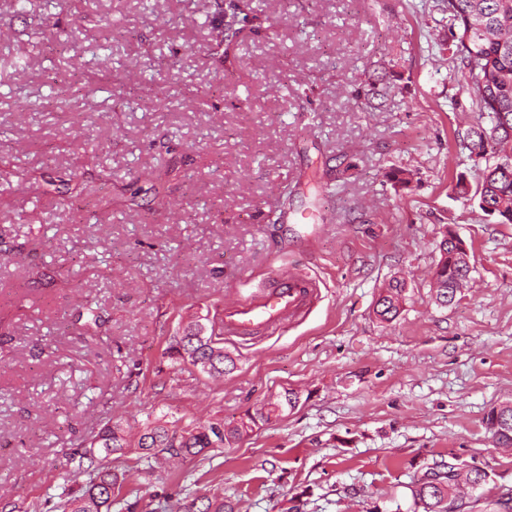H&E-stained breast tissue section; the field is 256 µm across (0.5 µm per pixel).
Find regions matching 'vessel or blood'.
I'll return each instance as SVG.
<instances>
[{
    "instance_id": "1",
    "label": "vessel or blood",
    "mask_w": 512,
    "mask_h": 512,
    "mask_svg": "<svg viewBox=\"0 0 512 512\" xmlns=\"http://www.w3.org/2000/svg\"><path fill=\"white\" fill-rule=\"evenodd\" d=\"M317 295V284L308 275L292 269L276 271L260 294L225 306L223 332L236 338L266 333L285 321L303 317Z\"/></svg>"
}]
</instances>
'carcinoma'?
I'll list each match as a JSON object with an SVG mask.
<instances>
[{"label": "carcinoma", "mask_w": 512, "mask_h": 512, "mask_svg": "<svg viewBox=\"0 0 512 512\" xmlns=\"http://www.w3.org/2000/svg\"><path fill=\"white\" fill-rule=\"evenodd\" d=\"M452 38V71L461 76L472 104L488 120L487 126L470 128L469 158L475 181L457 176L453 192L457 198L475 204L499 224H512V0H447ZM218 32L224 44V71L236 61L237 33L263 28L265 19L252 13L251 0H224L218 13ZM440 259L434 273L436 302L448 306L467 282L472 266L465 260V242L450 229L439 243ZM405 300V283L394 280L380 294L376 315L383 322L395 320ZM176 364H189L220 377L233 365L224 345L205 335L200 320H189L173 337L168 351ZM297 395L285 389L276 398L246 413L235 423L216 417L205 424L172 428L162 419L145 424L137 446L127 441L119 421H109L76 458L73 477L79 488L53 506L56 512H112L120 474L112 468V456L136 449L146 463L170 456L183 459L205 457L224 445L237 442L255 427L294 409ZM434 482L417 481L411 489L414 512H448V496L457 492L458 474L431 469Z\"/></svg>", "instance_id": "cac0c4a2"}]
</instances>
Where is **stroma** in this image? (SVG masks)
<instances>
[{
    "label": "stroma",
    "mask_w": 512,
    "mask_h": 512,
    "mask_svg": "<svg viewBox=\"0 0 512 512\" xmlns=\"http://www.w3.org/2000/svg\"><path fill=\"white\" fill-rule=\"evenodd\" d=\"M439 3L252 0L267 29L228 73L215 0H0V505L44 512L74 489L71 459L109 419L134 440L147 419L234 421L286 388L294 410L213 458L150 476L119 458L112 512H157L164 482L185 488L173 512L204 495L236 512H410L441 461L489 472L461 493L474 512L512 491V447L485 426L512 404V224L451 190L479 114ZM71 26L81 42L29 39ZM71 181L98 225L73 212ZM448 227L473 270L443 307ZM297 263L319 285L302 320L225 340L221 377L172 363L182 324L217 330L224 304ZM395 279L406 300L386 323L374 307ZM88 298L93 334L76 320Z\"/></svg>",
    "instance_id": "stroma-1"
}]
</instances>
